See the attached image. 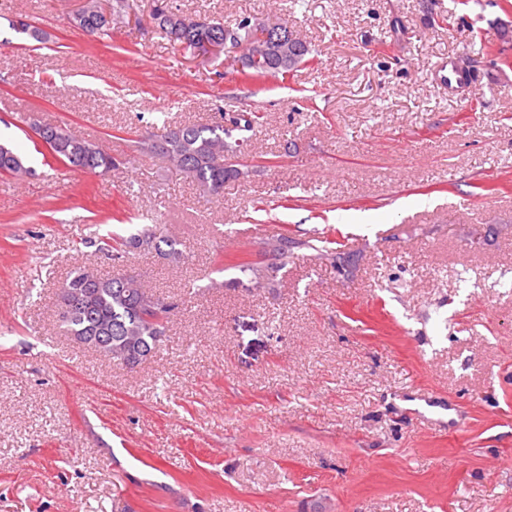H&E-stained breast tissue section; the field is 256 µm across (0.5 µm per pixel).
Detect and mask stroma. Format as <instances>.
<instances>
[{"label":"stroma","instance_id":"1","mask_svg":"<svg viewBox=\"0 0 512 512\" xmlns=\"http://www.w3.org/2000/svg\"><path fill=\"white\" fill-rule=\"evenodd\" d=\"M81 2L0 0V143L32 169L0 175V512H512V0H170L307 42L261 86L182 54L153 0L105 42ZM36 123L124 163L51 170ZM218 123L250 146L216 200L132 147ZM148 224L188 261L103 251ZM267 224L275 280L220 266ZM76 265L176 303L158 351L63 331Z\"/></svg>","mask_w":512,"mask_h":512}]
</instances>
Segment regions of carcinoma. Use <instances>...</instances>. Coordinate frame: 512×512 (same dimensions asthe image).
Returning a JSON list of instances; mask_svg holds the SVG:
<instances>
[{"mask_svg":"<svg viewBox=\"0 0 512 512\" xmlns=\"http://www.w3.org/2000/svg\"><path fill=\"white\" fill-rule=\"evenodd\" d=\"M133 10L134 0H114L111 19L106 20L101 15V0H84L76 24L91 34L108 36L112 32V21L124 18ZM152 19L159 34L178 44L185 53L196 51V42L202 35L228 34L240 44L248 43L249 29L241 19L229 22L212 19L198 31H185L179 23L189 16L173 10L168 0H155ZM310 54L306 42L294 41L278 48L274 67L267 68L258 63L238 70V76L245 83H260L278 75L286 77L300 65L311 62ZM224 134L222 125H185L166 130L158 139H142L138 141V148L157 153L175 165L196 183L200 194L219 197L224 192V183L239 175L236 159L243 146L238 139L227 142ZM48 137L56 140L43 155L44 164L51 169L54 163L63 162L84 172L105 175L118 164L117 159L101 146L66 128L50 127ZM29 173L31 169L26 166L25 159L9 146L0 144V175L23 177ZM162 242L169 247L165 256L171 261L178 264L188 259V255L177 248V242L163 235L156 224L129 239L114 240L112 256L119 259L129 248L158 250ZM264 248L272 253V262L259 266L239 259L227 267L249 270L260 279L276 277L288 254V239L282 237L266 242ZM78 303L81 310L69 316L59 315L68 334L110 337L111 345L99 348L97 352L125 366H135L155 352L164 336L165 323L177 308L174 302L146 291L130 279L114 275L92 277L87 287L79 289Z\"/></svg>","mask_w":512,"mask_h":512,"instance_id":"obj_1","label":"carcinoma"}]
</instances>
